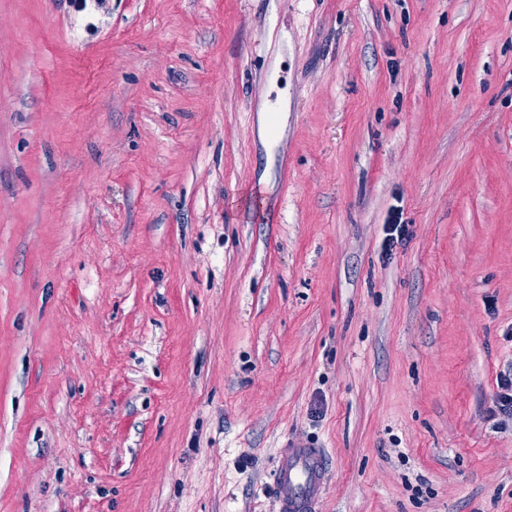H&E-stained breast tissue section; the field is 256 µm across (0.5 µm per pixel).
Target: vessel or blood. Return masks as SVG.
I'll list each match as a JSON object with an SVG mask.
<instances>
[{
    "label": "vessel or blood",
    "mask_w": 512,
    "mask_h": 512,
    "mask_svg": "<svg viewBox=\"0 0 512 512\" xmlns=\"http://www.w3.org/2000/svg\"><path fill=\"white\" fill-rule=\"evenodd\" d=\"M326 469L324 449L299 442L286 444L272 484L278 512H316Z\"/></svg>",
    "instance_id": "obj_1"
}]
</instances>
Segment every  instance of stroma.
Here are the masks:
<instances>
[{"instance_id": "obj_1", "label": "stroma", "mask_w": 512, "mask_h": 512, "mask_svg": "<svg viewBox=\"0 0 512 512\" xmlns=\"http://www.w3.org/2000/svg\"><path fill=\"white\" fill-rule=\"evenodd\" d=\"M510 366L512 0H0V512H512ZM498 387L500 391L492 416L499 417L503 423L512 419V370L500 375ZM326 469L324 449L299 442L286 444L272 484L278 512H316Z\"/></svg>"}]
</instances>
